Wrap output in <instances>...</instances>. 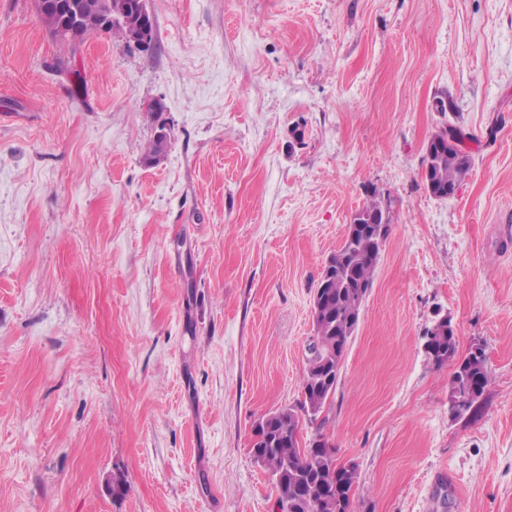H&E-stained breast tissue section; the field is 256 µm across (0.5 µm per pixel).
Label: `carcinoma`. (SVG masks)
<instances>
[{
  "mask_svg": "<svg viewBox=\"0 0 512 512\" xmlns=\"http://www.w3.org/2000/svg\"><path fill=\"white\" fill-rule=\"evenodd\" d=\"M443 134L452 140L426 155L425 162L436 190L448 192L465 179L470 160L459 147L463 135L458 128L450 126L438 132ZM167 147V136L154 138L143 152V161L158 162ZM389 231L388 224H349L314 291L315 334L306 357L299 410H280L257 425L253 456L269 473L280 512H349V492L357 479L356 469L337 465L328 442L321 438L308 447L301 445L298 411L314 417L334 394L336 367L358 328L361 307L373 287L380 258L378 233L386 239ZM425 336L434 338V349L429 354L433 362L440 365L456 357L454 332L436 325ZM487 384L484 355L471 352L460 358L448 385V398L455 400L452 416L475 417Z\"/></svg>",
  "mask_w": 512,
  "mask_h": 512,
  "instance_id": "obj_1",
  "label": "carcinoma"
}]
</instances>
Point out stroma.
<instances>
[{
  "label": "stroma",
  "mask_w": 512,
  "mask_h": 512,
  "mask_svg": "<svg viewBox=\"0 0 512 512\" xmlns=\"http://www.w3.org/2000/svg\"><path fill=\"white\" fill-rule=\"evenodd\" d=\"M147 7L151 50L71 48L0 0V512H277L255 426L298 407L373 194L390 233L301 440L355 467L350 512H512V0ZM451 124L471 170L437 198ZM443 316L485 355L475 419L423 348Z\"/></svg>",
  "instance_id": "1"
}]
</instances>
